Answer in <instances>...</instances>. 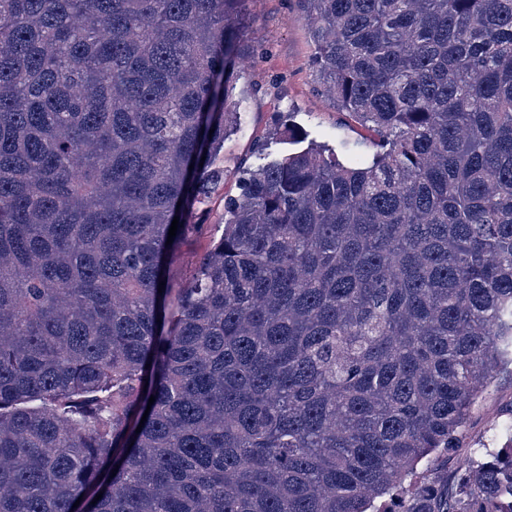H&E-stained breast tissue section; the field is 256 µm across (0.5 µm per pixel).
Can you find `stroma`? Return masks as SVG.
<instances>
[{
  "label": "stroma",
  "mask_w": 512,
  "mask_h": 512,
  "mask_svg": "<svg viewBox=\"0 0 512 512\" xmlns=\"http://www.w3.org/2000/svg\"><path fill=\"white\" fill-rule=\"evenodd\" d=\"M248 18L237 43L242 65L231 79L229 95L239 102L240 118L224 137L216 164L224 170V185L205 203L189 211L199 230L168 260L175 283L189 279L193 262L224 232V202L240 193L245 170L275 161L295 151L297 144L283 135L296 128L303 144L323 146L341 162L371 160L375 133L362 126L322 93L313 58L316 46L295 0H247ZM265 143L258 151L257 143ZM512 422V369L499 370L473 406L460 435V446L447 467L434 477L456 472L467 457L501 447L500 431Z\"/></svg>",
  "instance_id": "35a3bbf8"
}]
</instances>
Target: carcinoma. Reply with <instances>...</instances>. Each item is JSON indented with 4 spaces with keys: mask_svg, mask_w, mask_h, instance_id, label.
<instances>
[{
    "mask_svg": "<svg viewBox=\"0 0 512 512\" xmlns=\"http://www.w3.org/2000/svg\"><path fill=\"white\" fill-rule=\"evenodd\" d=\"M245 2L0 0V512H512V425L411 480L512 365V0H298L379 151L246 173L173 289Z\"/></svg>",
    "mask_w": 512,
    "mask_h": 512,
    "instance_id": "obj_1",
    "label": "carcinoma"
}]
</instances>
